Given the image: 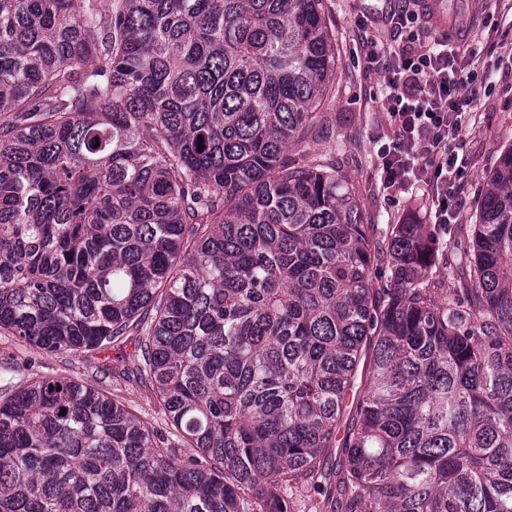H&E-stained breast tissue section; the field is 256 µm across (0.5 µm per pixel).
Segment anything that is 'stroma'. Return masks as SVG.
Listing matches in <instances>:
<instances>
[{"label": "stroma", "instance_id": "1", "mask_svg": "<svg viewBox=\"0 0 512 512\" xmlns=\"http://www.w3.org/2000/svg\"><path fill=\"white\" fill-rule=\"evenodd\" d=\"M477 2L474 16L489 42L502 53L512 52V30H506L494 0H446L448 12L466 11ZM325 19L335 39L336 75L320 107L321 119L303 141L291 146L288 159L305 168L316 160H331L339 175L356 187L363 220L368 224L419 223L420 213L410 212L411 202H422L426 188L415 183L402 190H387L381 184L380 150L395 142L399 128L387 112L384 84L369 72L363 38L387 40L386 13L389 0H323ZM368 16L366 31L355 21ZM480 101L466 119V127L454 147L466 161L459 191L465 208L458 224L445 227L441 240L456 237L458 225L475 221L477 203L486 176L501 153L512 147V61L490 62L479 90ZM136 353L133 341H120L105 352L77 355L48 353L19 341L0 330V400L19 388L44 378H70L89 384L114 401L126 405L148 425L167 426L156 392L145 380L130 375Z\"/></svg>", "mask_w": 512, "mask_h": 512}]
</instances>
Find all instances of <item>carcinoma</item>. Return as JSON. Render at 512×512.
<instances>
[{"label":"carcinoma","instance_id":"cac0c4a2","mask_svg":"<svg viewBox=\"0 0 512 512\" xmlns=\"http://www.w3.org/2000/svg\"><path fill=\"white\" fill-rule=\"evenodd\" d=\"M334 69L322 0H0V328L135 337L168 421L16 391L0 512H512V148L439 302L429 225L288 163Z\"/></svg>","mask_w":512,"mask_h":512}]
</instances>
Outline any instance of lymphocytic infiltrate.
<instances>
[{
    "mask_svg": "<svg viewBox=\"0 0 512 512\" xmlns=\"http://www.w3.org/2000/svg\"><path fill=\"white\" fill-rule=\"evenodd\" d=\"M418 0H399L390 10L391 41L366 43L367 57L379 64L385 108L400 129V140L383 148V181L404 186L417 177L434 195L433 224L445 225L464 206L451 188L465 168L449 142L463 129L464 118L477 104L473 86L484 67L476 48L462 50L449 37L428 38Z\"/></svg>",
    "mask_w": 512,
    "mask_h": 512,
    "instance_id": "obj_1",
    "label": "lymphocytic infiltrate"
}]
</instances>
